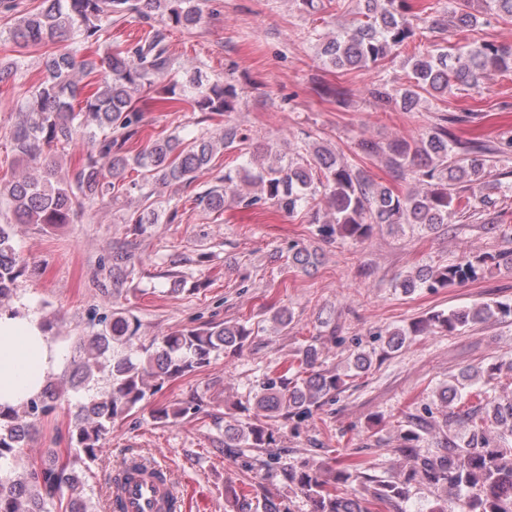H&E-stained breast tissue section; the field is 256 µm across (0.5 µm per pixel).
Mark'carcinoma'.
<instances>
[{
	"mask_svg": "<svg viewBox=\"0 0 512 512\" xmlns=\"http://www.w3.org/2000/svg\"><path fill=\"white\" fill-rule=\"evenodd\" d=\"M33 9H19L18 0H0V16L14 17L6 40L20 49H45L43 78L22 96L20 118L10 134L15 160L39 165L35 176L0 179V312H16L11 301L22 278L29 274L27 260L12 243L11 224H71L88 206L105 201L116 203L131 191L139 192V204L127 208L122 223L140 232L161 217L175 221L178 208L164 209L168 200L159 188L173 194L194 184L200 174L215 167L219 154L245 158L240 165L224 163V176L194 196L196 205L221 212L231 200L245 208L270 206L294 216L326 199L327 210L317 220L318 233L335 240L355 243L366 239L376 224L401 231H434L453 221L473 222L481 213L474 190L493 177L496 159L504 148L491 137L461 139L453 126L467 116L450 114L438 118L418 139L394 140L380 146L363 141L367 156L387 155L394 184L369 180L363 170L321 145L288 158L268 147L253 151L252 134L236 125L222 131L186 139L172 132L150 136L137 149L145 113L165 106L200 112L205 119L236 110L238 92L232 81L218 76L207 83L197 72H185L182 80L158 86L157 79L174 66L168 32L190 29L203 19L195 0H38ZM356 18L347 27L329 33L313 27L308 38L315 41L324 65L337 70L377 67L393 52L413 40L414 18L429 24L448 38L491 18L512 21V0H448V5L420 6L418 0H356ZM134 18L148 26L133 45L110 42L112 23ZM80 39L72 44L75 35ZM104 47L99 60L89 59L84 46ZM411 74L408 84L396 89L380 80L368 90L377 101L400 98L411 111L421 95L444 97L457 84L479 90L487 72H512V48L484 41L475 44L435 43L431 49L407 58ZM103 76L95 89L82 94L78 75L97 69ZM91 140L93 149L71 175H57L55 156L77 143V136ZM135 171L139 180L128 179ZM412 175L415 187L403 192L395 183ZM294 265L305 269L312 255L292 244L288 247ZM135 254L131 244L112 251V289L123 287L124 276ZM512 269V251L482 253L459 262L405 276L399 286L406 292L440 288L476 281L491 268ZM512 316V304L482 302L469 308L436 311L407 329L384 333L390 353L410 346L422 333L456 334L493 317ZM137 319L123 309L98 320L89 335L81 337L79 352L87 360L77 367L75 389L89 388L94 371L107 369L106 386L87 395L79 404L78 419L68 429L65 448L49 449L50 460L32 461L17 479L0 476V512H92L80 464L96 462L103 454L112 423L141 407L164 383L182 378L210 363L221 351H240L252 335L243 323L218 324L207 330L184 329L159 337L148 347L135 345ZM298 365L266 375L254 394L257 416L247 422L224 426V447L263 448L267 457L276 454V423L299 420L336 400L344 385L339 370L308 372L317 363L312 344L298 351ZM512 362H495L469 375L470 383L444 384L438 399L446 409L442 420L407 415L400 421V451L413 460L406 472L384 481L367 474L362 458H346L338 466L304 459L288 466L285 477L303 496L310 512H405L402 504L413 483L449 489L458 495L460 512H512V493L501 487L512 483V396L492 398L488 385ZM58 386L47 381L42 392L17 408L0 407V459L26 455V439L36 423L57 410ZM192 407L157 408L151 418L167 424L186 416ZM438 431L436 451L420 452L425 437ZM358 481L375 483L359 491Z\"/></svg>",
	"mask_w": 512,
	"mask_h": 512,
	"instance_id": "obj_1",
	"label": "carcinoma"
}]
</instances>
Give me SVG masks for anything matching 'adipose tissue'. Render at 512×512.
Wrapping results in <instances>:
<instances>
[{"instance_id": "adipose-tissue-1", "label": "adipose tissue", "mask_w": 512, "mask_h": 512, "mask_svg": "<svg viewBox=\"0 0 512 512\" xmlns=\"http://www.w3.org/2000/svg\"><path fill=\"white\" fill-rule=\"evenodd\" d=\"M57 365V351L34 315L0 314V406L15 408L38 395Z\"/></svg>"}]
</instances>
